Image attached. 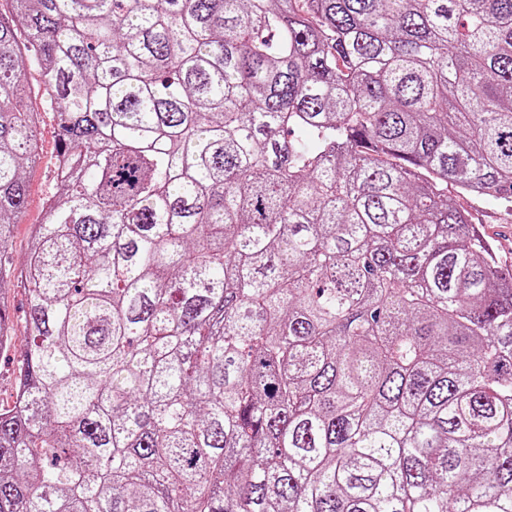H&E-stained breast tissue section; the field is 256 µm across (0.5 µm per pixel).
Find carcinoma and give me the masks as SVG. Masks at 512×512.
Returning <instances> with one entry per match:
<instances>
[{"label": "carcinoma", "mask_w": 512, "mask_h": 512, "mask_svg": "<svg viewBox=\"0 0 512 512\" xmlns=\"http://www.w3.org/2000/svg\"><path fill=\"white\" fill-rule=\"evenodd\" d=\"M12 2L0 512H512V0ZM26 81L30 87L27 99L28 107L33 111L47 112L42 114V124L39 133L40 160L35 165H29L25 171L27 199L20 222L12 230L8 246V261L15 266L23 265L29 253L31 230L34 224H42L46 218L45 201L49 195L53 178V156L56 151L58 138L57 130L51 112L46 109L42 97L43 81L41 73L33 66L26 68ZM448 197L465 210L471 221L475 224L491 243L495 252L507 262L512 264V210L510 207L499 208L484 202L482 199L463 194L452 183L448 184ZM26 299L25 290L20 287L9 285L2 292L1 304L9 310L15 331L11 348L0 352V405L4 408L11 407L14 401V371L29 334L23 316Z\"/></svg>", "instance_id": "obj_1"}]
</instances>
